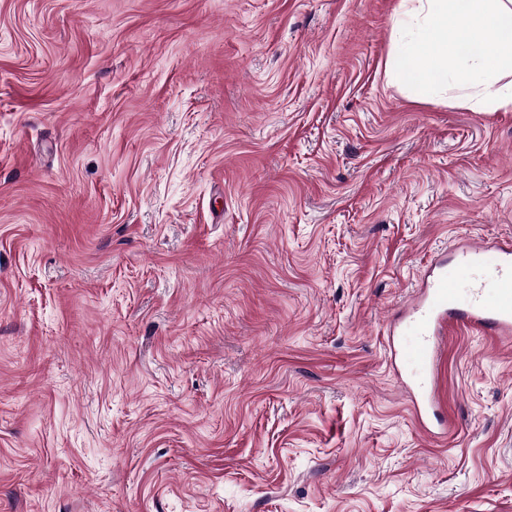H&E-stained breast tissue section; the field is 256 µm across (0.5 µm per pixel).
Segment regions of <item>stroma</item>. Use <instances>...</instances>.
Here are the masks:
<instances>
[{
	"label": "stroma",
	"mask_w": 512,
	"mask_h": 512,
	"mask_svg": "<svg viewBox=\"0 0 512 512\" xmlns=\"http://www.w3.org/2000/svg\"><path fill=\"white\" fill-rule=\"evenodd\" d=\"M399 0H0V512H512V340L387 363L512 239V110L411 95ZM417 393L419 400L415 399L413 404L415 418L419 427L429 435L441 433H436L431 427L433 419L437 422L441 421L439 410H441L442 403L440 398L434 396L433 393L428 390H421Z\"/></svg>",
	"instance_id": "stroma-1"
}]
</instances>
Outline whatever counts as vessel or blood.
Wrapping results in <instances>:
<instances>
[{
  "mask_svg": "<svg viewBox=\"0 0 512 512\" xmlns=\"http://www.w3.org/2000/svg\"><path fill=\"white\" fill-rule=\"evenodd\" d=\"M490 252L495 255L493 265L473 276ZM409 320L404 340L393 345L394 363L424 373L443 351L451 325L512 337V243L478 237L461 245L453 258L438 264ZM441 407L432 392L419 391L414 413L424 432H431Z\"/></svg>",
  "mask_w": 512,
  "mask_h": 512,
  "instance_id": "vessel-or-blood-1",
  "label": "vessel or blood"
}]
</instances>
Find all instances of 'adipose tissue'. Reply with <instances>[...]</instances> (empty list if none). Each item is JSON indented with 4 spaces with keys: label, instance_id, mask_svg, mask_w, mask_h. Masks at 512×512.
I'll return each mask as SVG.
<instances>
[{
    "label": "adipose tissue",
    "instance_id": "obj_1",
    "mask_svg": "<svg viewBox=\"0 0 512 512\" xmlns=\"http://www.w3.org/2000/svg\"><path fill=\"white\" fill-rule=\"evenodd\" d=\"M512 0H401L399 49L388 64L400 84L459 90L484 112L512 109Z\"/></svg>",
    "mask_w": 512,
    "mask_h": 512
}]
</instances>
